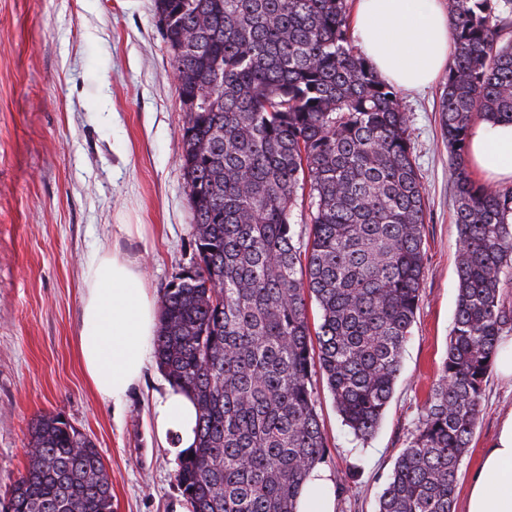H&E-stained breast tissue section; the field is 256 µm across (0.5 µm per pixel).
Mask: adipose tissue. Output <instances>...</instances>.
I'll list each match as a JSON object with an SVG mask.
<instances>
[{"mask_svg":"<svg viewBox=\"0 0 512 512\" xmlns=\"http://www.w3.org/2000/svg\"><path fill=\"white\" fill-rule=\"evenodd\" d=\"M353 35L384 80L406 89L430 84L447 64L451 18L442 0H358ZM470 161L493 183L512 182V124L479 120L470 130ZM159 321L155 295L135 258L94 252L86 264L78 349L95 390L122 406L149 361ZM160 440L175 450L195 448L193 398L168 385L152 402ZM333 481L314 469L298 512H334ZM466 512H512V413L502 418L469 487Z\"/></svg>","mask_w":512,"mask_h":512,"instance_id":"obj_1","label":"adipose tissue"}]
</instances>
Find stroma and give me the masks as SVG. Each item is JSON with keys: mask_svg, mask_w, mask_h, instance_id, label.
Returning a JSON list of instances; mask_svg holds the SVG:
<instances>
[{"mask_svg": "<svg viewBox=\"0 0 512 512\" xmlns=\"http://www.w3.org/2000/svg\"><path fill=\"white\" fill-rule=\"evenodd\" d=\"M446 81L400 90L430 219L422 301L401 372L373 437L341 423L321 375L322 464L351 477L335 512H376L440 375L458 294L452 168L439 124ZM185 114L154 0H0V502L30 463L29 427L62 414L96 444L113 512H174L178 459L160 442L152 398L167 382L149 362L123 409L87 380L78 355L86 259L137 255L154 295L190 265L195 246L180 168ZM141 225L138 234L119 232ZM512 411V379L490 371L478 427L458 471L455 512Z\"/></svg>", "mask_w": 512, "mask_h": 512, "instance_id": "1", "label": "stroma"}]
</instances>
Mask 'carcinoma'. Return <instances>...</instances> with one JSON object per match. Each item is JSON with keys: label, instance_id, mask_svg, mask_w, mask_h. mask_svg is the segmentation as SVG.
<instances>
[{"label": "carcinoma", "instance_id": "obj_1", "mask_svg": "<svg viewBox=\"0 0 512 512\" xmlns=\"http://www.w3.org/2000/svg\"><path fill=\"white\" fill-rule=\"evenodd\" d=\"M185 112L195 257L163 289L154 342L198 409L175 481L192 512H297L328 444L312 375L345 426L379 427L412 334L427 213L395 86L352 45L349 0H155ZM440 125L453 168L458 297L438 382L378 512H454L498 338L512 330V186L469 171L475 118L512 124V0H448ZM308 199V240L294 210ZM320 311L310 328L307 302ZM7 512H112L93 441L58 414Z\"/></svg>", "mask_w": 512, "mask_h": 512}]
</instances>
